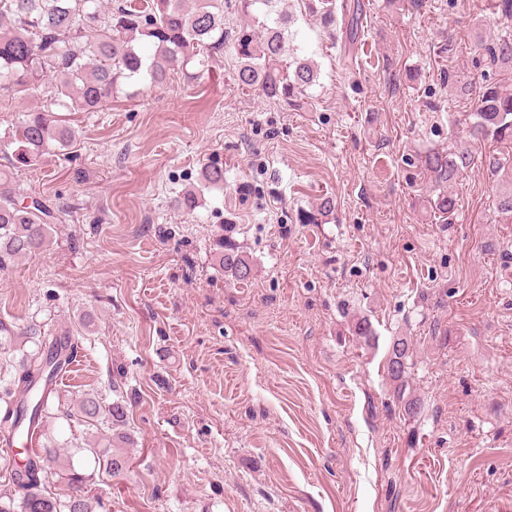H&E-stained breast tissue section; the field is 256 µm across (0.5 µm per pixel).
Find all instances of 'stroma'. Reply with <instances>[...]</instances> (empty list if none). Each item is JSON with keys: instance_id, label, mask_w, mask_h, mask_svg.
I'll return each instance as SVG.
<instances>
[{"instance_id": "obj_1", "label": "stroma", "mask_w": 512, "mask_h": 512, "mask_svg": "<svg viewBox=\"0 0 512 512\" xmlns=\"http://www.w3.org/2000/svg\"><path fill=\"white\" fill-rule=\"evenodd\" d=\"M359 3L352 41L286 0L290 47L320 69L298 106L239 87L227 48L72 113L69 150L18 166L60 211L52 246L0 270V321L77 341L54 463L92 473L101 512H512V216L480 163L444 222L422 166L467 145L484 81L512 82L480 48L512 18L499 0ZM210 162L223 188L200 187ZM221 237L252 258L247 283L215 266ZM396 336L414 418L387 375ZM88 394L128 404L124 477L84 453L103 434L71 413Z\"/></svg>"}]
</instances>
